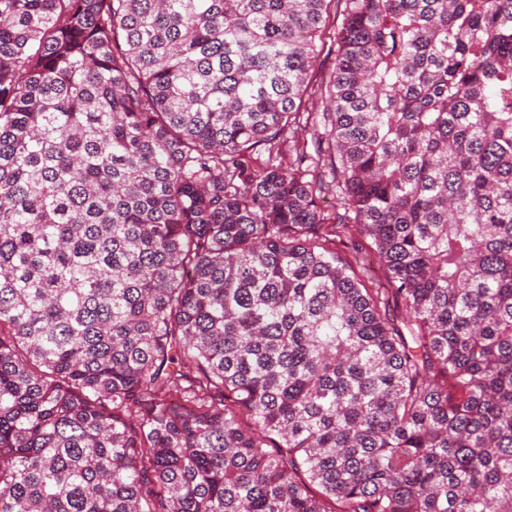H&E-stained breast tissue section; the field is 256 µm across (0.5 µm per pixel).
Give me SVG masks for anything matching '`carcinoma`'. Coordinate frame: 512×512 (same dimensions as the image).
Listing matches in <instances>:
<instances>
[{
	"instance_id": "obj_1",
	"label": "carcinoma",
	"mask_w": 512,
	"mask_h": 512,
	"mask_svg": "<svg viewBox=\"0 0 512 512\" xmlns=\"http://www.w3.org/2000/svg\"><path fill=\"white\" fill-rule=\"evenodd\" d=\"M0 512H512V0H0ZM324 228L327 239L336 244V251L352 267L356 276L367 288H390L383 277L379 257L371 248L369 240H365L354 230L345 236L338 229V225L330 220L324 225ZM363 255L367 256L369 261L367 269L363 268L361 264Z\"/></svg>"
}]
</instances>
